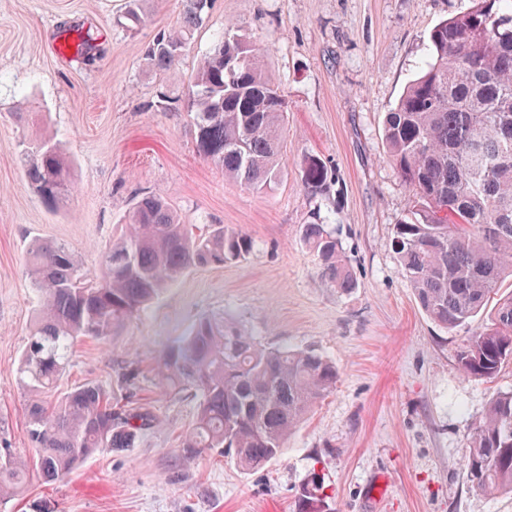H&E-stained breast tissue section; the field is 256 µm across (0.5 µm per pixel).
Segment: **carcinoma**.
<instances>
[{
	"label": "carcinoma",
	"instance_id": "1",
	"mask_svg": "<svg viewBox=\"0 0 512 512\" xmlns=\"http://www.w3.org/2000/svg\"><path fill=\"white\" fill-rule=\"evenodd\" d=\"M182 2L179 27L146 50L149 65L174 79L190 36L214 4ZM237 30L225 25L200 58L185 106L199 156L260 193L282 175L288 103L266 74L265 48ZM429 42L425 68L383 125L389 160L414 197L410 216L394 225L392 246L421 310L440 328L465 327L493 304L490 325L457 352L465 375L493 379L512 362V293L499 294L512 278V0H472L467 11L438 23ZM25 155L28 184L46 205H57L69 192L68 161L46 140ZM301 167L306 192L326 194L335 180L326 163L310 155ZM301 239L321 258L331 287H356L324 225H303ZM252 246L248 234L222 224L192 234L154 195L136 204L122 236L100 251L98 274L83 270L65 244L32 245L26 265L40 309L20 360L24 385L51 391L78 341L111 336L190 268L238 261ZM160 373L167 388L190 387L198 396L183 455L222 448L244 472L276 459L339 377L336 364L311 349L266 347L216 319L198 321L170 347ZM157 423L149 409L114 404L94 384L28 409L30 440L49 481L67 477L101 448L134 447ZM462 470L482 492L512 493V391L497 393L473 425ZM28 477L10 449L0 448V500ZM323 489L321 477L312 476L298 512H328Z\"/></svg>",
	"mask_w": 512,
	"mask_h": 512
}]
</instances>
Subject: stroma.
<instances>
[{
	"label": "stroma",
	"mask_w": 512,
	"mask_h": 512,
	"mask_svg": "<svg viewBox=\"0 0 512 512\" xmlns=\"http://www.w3.org/2000/svg\"><path fill=\"white\" fill-rule=\"evenodd\" d=\"M125 0H0V448L22 457L30 478L0 512H296L311 475L324 480L333 512H512L464 478L474 423L494 393L512 390V366L492 380L466 376L456 354L472 331H444L419 308L392 230L413 193L389 162L383 121L429 55V34L470 0H215L178 63L180 80L148 67L146 47L173 28L181 0H142L145 21L122 24ZM235 22L267 48L269 75L288 102L285 171L257 193L225 180L201 158L188 113L157 106L181 97L198 59ZM71 26L94 36L92 60L53 52ZM30 112L17 122V109ZM49 139L72 165L78 188L44 205L24 173V150ZM331 167L329 194L309 196L300 161ZM146 194L164 196L193 233L206 225L247 233L246 259L195 267L112 336L84 339L48 394L24 388L18 358L39 297L26 274L37 240L67 244L85 267L120 235ZM320 215L356 279L349 293L320 276L300 238ZM222 319L266 346L313 348L335 362V389L263 469L243 472L220 449L184 457L182 437L197 400L163 387L159 356L199 320ZM85 383L134 396L161 423L132 448H103L65 479L36 468L31 403L56 401Z\"/></svg>",
	"instance_id": "1"
}]
</instances>
